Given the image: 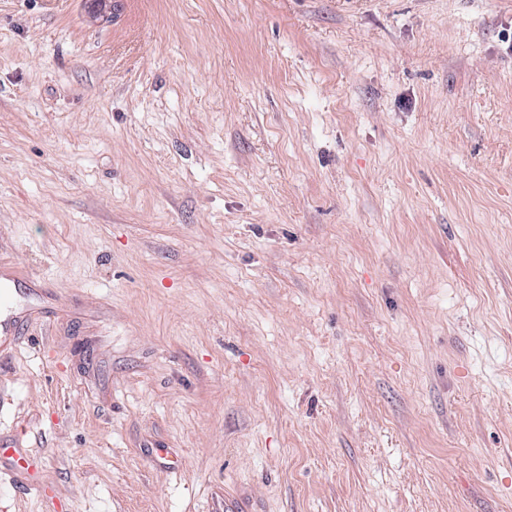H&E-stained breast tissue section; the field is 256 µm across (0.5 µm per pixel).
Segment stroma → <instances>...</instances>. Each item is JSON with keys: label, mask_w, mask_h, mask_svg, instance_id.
I'll return each instance as SVG.
<instances>
[{"label": "stroma", "mask_w": 512, "mask_h": 512, "mask_svg": "<svg viewBox=\"0 0 512 512\" xmlns=\"http://www.w3.org/2000/svg\"><path fill=\"white\" fill-rule=\"evenodd\" d=\"M0 512H512V0H0Z\"/></svg>", "instance_id": "stroma-1"}]
</instances>
